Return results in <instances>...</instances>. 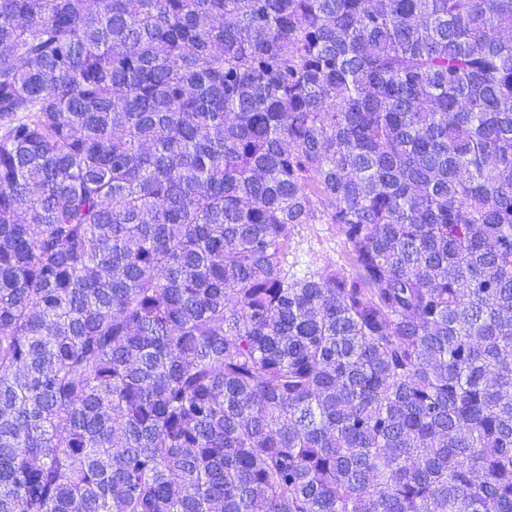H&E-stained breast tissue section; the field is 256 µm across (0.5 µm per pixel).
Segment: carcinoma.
<instances>
[{
	"label": "carcinoma",
	"instance_id": "carcinoma-1",
	"mask_svg": "<svg viewBox=\"0 0 512 512\" xmlns=\"http://www.w3.org/2000/svg\"><path fill=\"white\" fill-rule=\"evenodd\" d=\"M0 512H512V0H0ZM313 204L316 217L311 224H297L291 228L287 254L289 272L298 276L326 270L352 273L354 265L337 225L329 224L322 204L315 197Z\"/></svg>",
	"mask_w": 512,
	"mask_h": 512
}]
</instances>
